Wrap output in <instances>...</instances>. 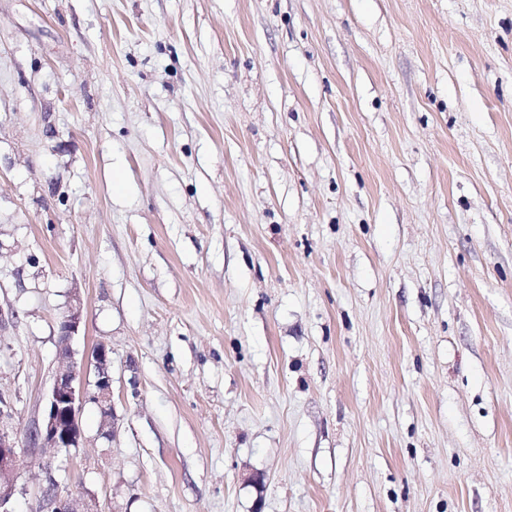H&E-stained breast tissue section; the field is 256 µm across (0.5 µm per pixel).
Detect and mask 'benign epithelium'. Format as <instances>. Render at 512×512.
<instances>
[{
	"mask_svg": "<svg viewBox=\"0 0 512 512\" xmlns=\"http://www.w3.org/2000/svg\"><path fill=\"white\" fill-rule=\"evenodd\" d=\"M83 318L80 297H75L59 322L60 358L65 363L54 378L48 395L44 414L34 431L35 440L44 448L69 450L83 445L80 412L83 403H94L103 422L110 423L113 417L112 378L109 374L108 350L104 345L94 348L91 364L96 380L94 390L84 391L81 386V371L71 360L70 341L78 332ZM18 438L8 428L0 427V512H11L8 503L15 494V471L18 463ZM46 512H99L96 503L84 498L49 493Z\"/></svg>",
	"mask_w": 512,
	"mask_h": 512,
	"instance_id": "1",
	"label": "benign epithelium"
}]
</instances>
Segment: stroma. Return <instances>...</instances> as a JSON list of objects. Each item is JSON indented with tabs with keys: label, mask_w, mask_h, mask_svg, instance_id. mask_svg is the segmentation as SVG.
<instances>
[{
	"label": "stroma",
	"mask_w": 512,
	"mask_h": 512,
	"mask_svg": "<svg viewBox=\"0 0 512 512\" xmlns=\"http://www.w3.org/2000/svg\"><path fill=\"white\" fill-rule=\"evenodd\" d=\"M0 399L12 512H512V0H0ZM82 318V302L76 296L59 322L60 358L66 364L65 369L55 376L42 420L34 431L35 440L44 448L70 450L82 447L80 412L87 400L97 406L106 424L113 417L112 378L106 346L97 345L92 352L90 365L93 364L96 374L92 392L84 391L81 371L71 360L70 341L78 332ZM18 438L8 428L0 427V511L12 512L7 505L15 494V471L18 463ZM45 512H100L96 503L84 498L62 495L60 493H48L46 495Z\"/></svg>",
	"instance_id": "35a3bbf8"
}]
</instances>
